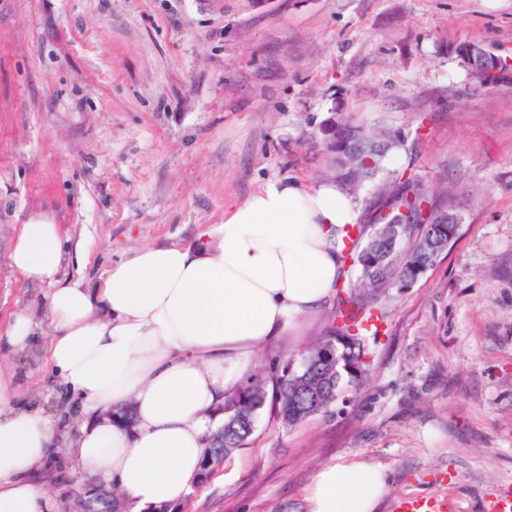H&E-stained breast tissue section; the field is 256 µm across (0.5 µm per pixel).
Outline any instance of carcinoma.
<instances>
[{"mask_svg": "<svg viewBox=\"0 0 512 512\" xmlns=\"http://www.w3.org/2000/svg\"><path fill=\"white\" fill-rule=\"evenodd\" d=\"M360 127L342 119L336 126V150L320 146L324 176L348 195H354L364 184L348 161L351 137ZM408 139L393 138L385 152L372 157L374 173L383 169L393 153L406 149ZM384 207L400 215V224L372 225L367 240L377 243L363 245L354 253H345L352 260L355 278L336 289V305L325 326L304 348L300 364L291 357L272 360L269 366L250 374L233 390L225 393L224 424L209 441L202 461L198 484L207 482L214 473L216 453L227 449L224 456L245 447L255 429V422L265 408L276 412L286 428L328 412L343 390L360 385L367 375V356L373 353L380 330L362 327L371 318L384 320L382 298L392 288H409L430 269L436 259L456 237L459 225L427 224L425 208H441L428 186L411 174L410 169H394L381 187Z\"/></svg>", "mask_w": 512, "mask_h": 512, "instance_id": "carcinoma-1", "label": "carcinoma"}]
</instances>
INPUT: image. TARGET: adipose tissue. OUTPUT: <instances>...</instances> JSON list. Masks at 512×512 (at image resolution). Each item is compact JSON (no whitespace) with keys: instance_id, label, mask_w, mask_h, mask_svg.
Here are the masks:
<instances>
[{"instance_id":"adipose-tissue-1","label":"adipose tissue","mask_w":512,"mask_h":512,"mask_svg":"<svg viewBox=\"0 0 512 512\" xmlns=\"http://www.w3.org/2000/svg\"><path fill=\"white\" fill-rule=\"evenodd\" d=\"M356 220L334 183L276 180L227 205L196 244L136 249L93 288L62 280L58 225H21L10 267L50 288L44 363L84 416L71 459L139 512L181 500L224 421L225 392L249 374L258 345L326 302L342 229ZM126 403L129 428L107 416ZM55 437L40 409L18 403L0 363V512H55L46 488ZM388 488L386 466L350 459L322 467L304 499L308 512H378Z\"/></svg>"}]
</instances>
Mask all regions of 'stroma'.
Segmentation results:
<instances>
[{
  "mask_svg": "<svg viewBox=\"0 0 512 512\" xmlns=\"http://www.w3.org/2000/svg\"><path fill=\"white\" fill-rule=\"evenodd\" d=\"M467 41L512 57V0H0V333L19 311L49 332L48 285L9 265L21 224H58L63 279L92 287L268 182L322 183L339 119L423 127L385 167L447 190L457 238L384 300L364 384L292 429L263 410L183 512H307L319 468L356 454L389 469L379 512L405 495L491 512L512 494V77L476 83L451 51ZM331 309L255 358L299 356ZM0 357L56 427L70 512L94 481L67 457L72 399L39 356Z\"/></svg>",
  "mask_w": 512,
  "mask_h": 512,
  "instance_id": "stroma-1",
  "label": "stroma"
}]
</instances>
